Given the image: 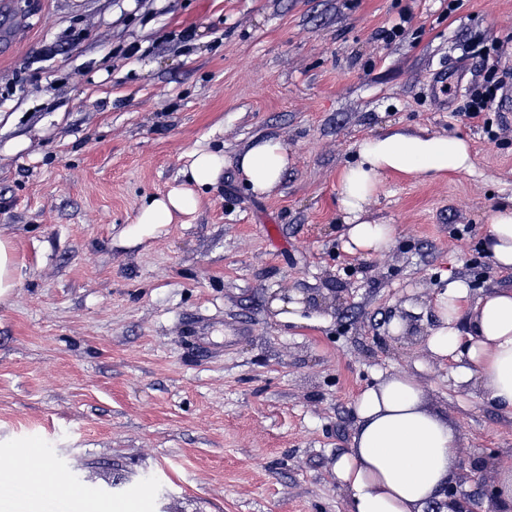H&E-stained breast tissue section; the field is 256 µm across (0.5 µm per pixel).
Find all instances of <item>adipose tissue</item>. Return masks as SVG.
Returning <instances> with one entry per match:
<instances>
[{"instance_id": "obj_1", "label": "adipose tissue", "mask_w": 512, "mask_h": 512, "mask_svg": "<svg viewBox=\"0 0 512 512\" xmlns=\"http://www.w3.org/2000/svg\"><path fill=\"white\" fill-rule=\"evenodd\" d=\"M355 159L338 176V203L347 226L346 247L365 257L389 252L393 225L380 223L370 209L388 175L438 178L471 171L474 157L459 137L391 128L365 136L352 146ZM185 182L146 201L130 236L154 234L177 218L193 216L201 190L215 185L226 164L223 152L194 149ZM237 168L252 192L262 195L281 182L288 168V148L279 139L255 141L237 158ZM485 249L494 264L512 270V201L486 214ZM467 287L448 282L434 306L438 325L425 349L439 360L458 364L456 380L475 397L512 409V289L497 288L467 304ZM468 332H461V318ZM357 426L350 448L335 461L333 473L347 512H423L455 477L460 436L446 419L430 411L416 378L402 372L378 376L355 400Z\"/></svg>"}]
</instances>
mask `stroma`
Segmentation results:
<instances>
[{
    "label": "stroma",
    "mask_w": 512,
    "mask_h": 512,
    "mask_svg": "<svg viewBox=\"0 0 512 512\" xmlns=\"http://www.w3.org/2000/svg\"><path fill=\"white\" fill-rule=\"evenodd\" d=\"M437 69L455 87L436 98ZM502 71L512 85V0H0V237L22 276L0 302V462L17 479L47 462L67 491L141 512H347L332 466L354 399L407 372L462 464L496 453L455 481L489 512L512 410L390 325L436 326L446 275L473 302L512 289L482 251L512 198V119L462 112ZM390 123L465 138L475 165L386 178L373 211L395 243L367 259L345 248L337 177ZM261 136L291 163L257 195L236 160ZM199 147L227 164L194 222L125 238Z\"/></svg>",
    "instance_id": "1"
}]
</instances>
